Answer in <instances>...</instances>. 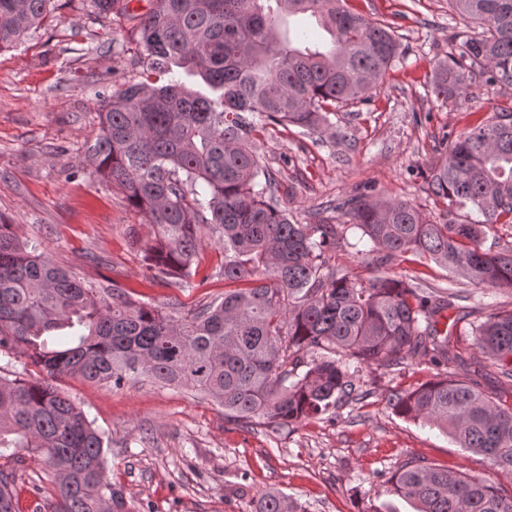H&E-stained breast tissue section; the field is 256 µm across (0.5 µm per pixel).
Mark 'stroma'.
<instances>
[{"instance_id": "1", "label": "stroma", "mask_w": 512, "mask_h": 512, "mask_svg": "<svg viewBox=\"0 0 512 512\" xmlns=\"http://www.w3.org/2000/svg\"><path fill=\"white\" fill-rule=\"evenodd\" d=\"M348 5L389 25L401 55L369 102L337 109L335 133L270 125L255 134L256 153L275 180L280 207L299 222L365 186L438 217L426 192L429 166L444 159L450 138L512 105V89L486 86L476 76L466 103H444L431 93L435 66L456 54L459 37L472 31L452 18L448 0ZM143 58L127 20L99 13L93 0H49L46 20L0 50V222L40 241L55 264L81 281L105 290L123 287L133 299L184 316L229 291L223 253L208 242L200 248L201 287L150 281L138 244L151 238L153 227L85 159L105 98L141 80ZM332 261L363 279L402 274L424 288L450 286L445 268L414 255L382 266L374 253L348 245ZM455 347L462 359L456 373L473 375L471 337H456ZM437 373L418 361L390 371L362 369L368 397L343 399L333 413L283 429L259 419L235 423L204 395L144 379L116 388L67 377L57 386L102 432L107 475L137 512H252L270 488L306 512H416L415 502L385 486L415 460L487 478L511 495L512 474L465 452L444 431L389 408L393 391L417 387ZM476 378L495 402L512 406V382L499 369L486 365ZM0 468L15 469L22 512L37 505L34 488L52 490L39 454L0 458Z\"/></svg>"}]
</instances>
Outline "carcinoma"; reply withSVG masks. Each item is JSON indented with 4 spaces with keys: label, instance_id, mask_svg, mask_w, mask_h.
<instances>
[{
    "label": "carcinoma",
    "instance_id": "1",
    "mask_svg": "<svg viewBox=\"0 0 512 512\" xmlns=\"http://www.w3.org/2000/svg\"><path fill=\"white\" fill-rule=\"evenodd\" d=\"M47 2L0 0V50L43 21ZM448 5L479 30L437 65L431 92L464 102L475 70L489 86L512 88V0ZM295 16L315 19L330 43L291 34ZM128 18L160 79L112 93L87 161L154 226L149 279L197 287L195 260L208 240L224 253V280L247 286L180 319L117 285L102 296L0 224V355L26 356L46 374L36 384L0 375V457L32 448L46 458L53 492L35 512H134L106 474L102 434L55 385L74 375L116 387L145 377L203 393L237 421L289 427L367 395L352 361L376 371L428 361L446 372L392 393V411L512 474V407L452 369L465 316L438 327L463 291L444 297L401 275L361 280L331 262L353 226L385 260L411 253L477 288L512 289V249L483 248L500 219L512 224V109L460 133L430 167L427 194L443 219L359 192L293 222L275 202L253 133L268 123L313 133L332 126L336 109L369 101L399 56L394 34L346 0H149ZM450 208L479 218L457 224ZM465 335L512 381V309L470 322ZM16 480L0 469V512H19ZM386 483L418 512H512V496L495 483L423 461ZM253 512L305 508L272 490Z\"/></svg>",
    "mask_w": 512,
    "mask_h": 512
}]
</instances>
